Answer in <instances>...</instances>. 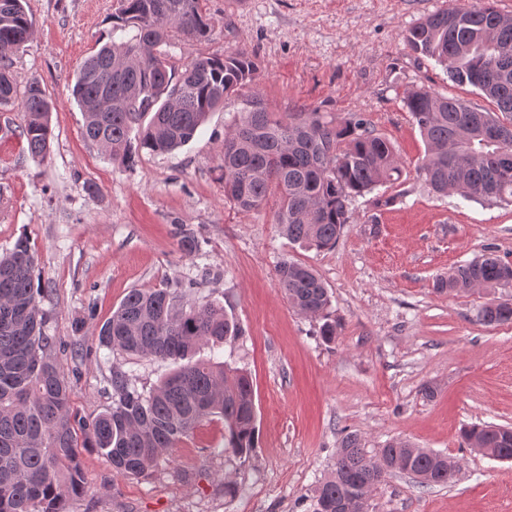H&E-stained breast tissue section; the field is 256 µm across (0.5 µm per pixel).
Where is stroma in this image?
<instances>
[{
  "instance_id": "35a3bbf8",
  "label": "stroma",
  "mask_w": 512,
  "mask_h": 512,
  "mask_svg": "<svg viewBox=\"0 0 512 512\" xmlns=\"http://www.w3.org/2000/svg\"><path fill=\"white\" fill-rule=\"evenodd\" d=\"M481 0H199L211 36L168 46L176 71L199 56L240 52L257 65L258 88L279 115L358 112L394 145L398 183L356 197L335 248L291 244L274 222L275 201L241 211L224 199L220 146L243 106L210 114L195 138L166 154L142 152L133 167L109 160L82 135L70 87L82 62L112 37L118 0H27L33 33L12 57L18 88L39 79L54 110L49 157L27 153L20 106L0 108V254L27 237L35 272L50 290L42 307L71 406L90 418L112 403L113 369L149 391L171 369L98 345V332L132 289L165 288L177 304L223 306L241 336L201 346L245 370L253 384L258 444L250 457L224 448L215 418L141 477L115 471L93 448L80 458L85 493L68 512H310L347 433L368 453L396 439L460 463L454 483L425 488L386 477L377 512H512V461L463 446L465 427L512 426V324L486 325L479 308L506 288L437 292L434 282L492 252L512 261V206L441 197L417 167L425 146L404 101L422 86L482 111L494 104L451 81L404 40L424 16ZM199 240L184 256L179 231ZM311 266L331 296L335 342L280 292L276 267ZM232 483L234 494L224 492Z\"/></svg>"
}]
</instances>
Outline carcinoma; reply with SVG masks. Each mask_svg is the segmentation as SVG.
I'll use <instances>...</instances> for the list:
<instances>
[{"instance_id": "carcinoma-1", "label": "carcinoma", "mask_w": 512, "mask_h": 512, "mask_svg": "<svg viewBox=\"0 0 512 512\" xmlns=\"http://www.w3.org/2000/svg\"><path fill=\"white\" fill-rule=\"evenodd\" d=\"M198 0H120L113 29L134 34L110 40L84 60L72 95L83 112L84 132L114 162L126 167L139 152L168 153L194 139L209 113L228 97L256 83L257 65L228 52L200 57L177 75L166 51L177 36L198 41L210 27L197 10ZM32 35L26 0H0V107L11 105L17 87L9 75L8 54ZM405 42L412 51L443 65L451 81L469 84L491 99L498 112H481L425 87L405 100L426 144L418 171L431 190L475 200L512 205V172L498 173L503 158L512 161V16L492 6L444 9L410 27ZM255 111L243 108L221 145L224 198L250 211L278 197L274 223L294 243L316 251L336 246L350 223V201L401 175L390 141L359 114L338 121L316 110L276 118L258 92ZM26 115L23 137L38 160L50 152L52 102L34 78L22 93ZM511 136L492 139L489 129ZM37 258L29 241L19 238L0 255V512H67L68 500L83 495L78 454L95 448L125 476H142L161 456L190 438L202 422L224 421V447L240 456L257 445L253 386L247 372L215 359H194L201 345L216 348L240 326L224 308L205 303L175 305L164 288L133 289L99 330V344L134 357L170 361V374L149 392L112 371V405L88 419L70 411L72 389L61 375L46 335L42 301L49 288L35 282ZM280 290L301 314L322 321L319 336L336 340L327 288L307 265L281 263ZM439 292L470 293L477 288H512V262L493 253L459 265L436 279ZM484 324L512 322V302L484 304ZM501 427L472 425L462 439L512 457L500 441ZM378 468L354 433L336 449L328 476L314 490L312 512L336 502L341 512H369L361 497L376 490L393 472L413 476L422 487L448 486L460 466L449 457L408 441L387 442Z\"/></svg>"}]
</instances>
